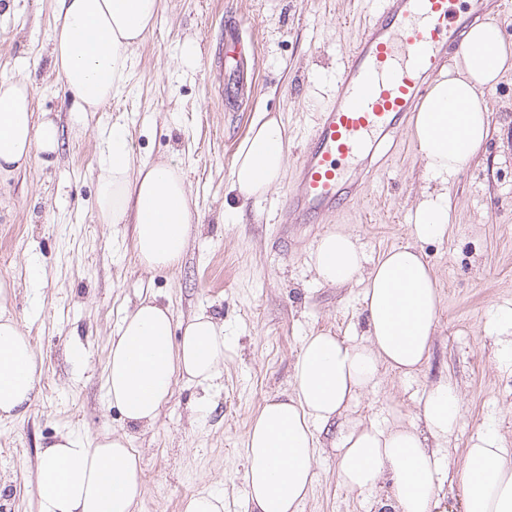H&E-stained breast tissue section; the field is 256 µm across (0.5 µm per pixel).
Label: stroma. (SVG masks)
Returning a JSON list of instances; mask_svg holds the SVG:
<instances>
[{
	"label": "stroma",
	"mask_w": 512,
	"mask_h": 512,
	"mask_svg": "<svg viewBox=\"0 0 512 512\" xmlns=\"http://www.w3.org/2000/svg\"><path fill=\"white\" fill-rule=\"evenodd\" d=\"M52 11L53 0H0V79L30 76L36 118L52 117L60 133L56 154L0 181V280L11 285L0 312L17 321L38 361L33 403L0 422V512H38L40 453L65 430L128 433L142 458L135 512H183L204 489L223 494L224 512H249L246 433L265 398L290 392L303 337L365 332L362 286L317 283L310 247L336 229L357 236L372 260L412 242L410 216L429 188L412 130L401 132L400 153L350 215L292 224L288 183L258 200L235 198L234 158L264 112L287 128L296 165L364 23L357 0H162L156 27L133 52L126 90L85 113L73 111L51 68ZM242 18L250 94L233 111L224 98V27ZM188 41L195 57L186 63ZM487 99L490 137L448 185L452 228L421 245L441 298L430 358L410 378L381 369L350 412L364 422H412L423 390L452 379L461 419L439 498L455 510L454 473L471 439L490 426L512 447V364L497 358L512 338L498 324L512 310V72ZM116 126L135 161L169 157L183 166L201 222L174 269L141 268L132 225L97 221L99 160ZM151 295L177 320L201 309L223 320L224 364L208 386L176 378L155 425L130 429L105 397V368L121 318ZM313 473L298 512H387V488L358 495L341 486L335 453L320 454Z\"/></svg>",
	"instance_id": "obj_1"
}]
</instances>
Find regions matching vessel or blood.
Listing matches in <instances>:
<instances>
[{
  "instance_id": "b4317fda",
  "label": "vessel or blood",
  "mask_w": 512,
  "mask_h": 512,
  "mask_svg": "<svg viewBox=\"0 0 512 512\" xmlns=\"http://www.w3.org/2000/svg\"><path fill=\"white\" fill-rule=\"evenodd\" d=\"M512 0H374L343 59L329 105L315 119L286 196L289 223L323 224L363 197L448 56L476 22ZM226 96L244 98V72L225 71Z\"/></svg>"
}]
</instances>
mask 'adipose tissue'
Wrapping results in <instances>:
<instances>
[{"label": "adipose tissue", "mask_w": 512, "mask_h": 512, "mask_svg": "<svg viewBox=\"0 0 512 512\" xmlns=\"http://www.w3.org/2000/svg\"><path fill=\"white\" fill-rule=\"evenodd\" d=\"M161 0H54L53 70L79 112H95L122 93L133 52L152 30ZM512 70V45L495 21L473 26L453 62L432 84L415 116L413 137L434 183L412 221V243L368 261L355 235L331 230L317 238L308 267L317 282L363 285L362 340L328 332L306 336L293 370V390L265 399L247 430L245 483L252 512H297L323 450L322 432L336 428L337 475L350 492L391 487V512H438L447 478L440 454L460 420L450 381L430 386L418 424L383 426L345 418L377 384L380 369L413 376L430 357L440 304L431 265L418 245L446 235L452 221L448 184L482 150L489 134L487 90ZM36 89L26 79H0V178L59 148L53 120L35 121ZM288 130L258 117L233 163L231 190L258 199L285 178ZM97 219L134 227L133 251L149 271L182 260L200 221L197 203L173 162H134L126 133L113 128L100 161ZM224 362V325L201 312L176 327L171 309L153 297L121 319L105 369V394L128 425L151 427L176 377L211 383ZM37 359L15 319L0 313V421L24 414L37 385ZM39 512H134L144 492L141 460L124 434L59 433L41 452ZM462 512H512V448L493 429L479 433L459 471Z\"/></svg>", "instance_id": "ef3b65f1"}]
</instances>
